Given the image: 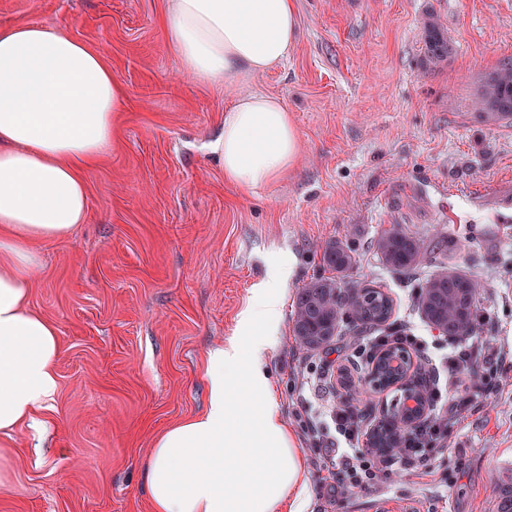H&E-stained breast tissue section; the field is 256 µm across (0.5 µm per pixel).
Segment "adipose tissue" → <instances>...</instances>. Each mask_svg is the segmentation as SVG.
Returning a JSON list of instances; mask_svg holds the SVG:
<instances>
[{"instance_id": "adipose-tissue-1", "label": "adipose tissue", "mask_w": 512, "mask_h": 512, "mask_svg": "<svg viewBox=\"0 0 512 512\" xmlns=\"http://www.w3.org/2000/svg\"><path fill=\"white\" fill-rule=\"evenodd\" d=\"M164 37L181 69L229 103L210 150L241 193L285 176L297 132L278 97L242 92L288 58L294 0H166ZM118 78L61 28H0V434L37 426L58 392L55 326L26 307L39 243L87 216L83 172L112 146ZM280 282L256 286L237 330L210 351L207 406L156 437L144 462L151 512H301L304 459L264 367L262 329L278 321Z\"/></svg>"}]
</instances>
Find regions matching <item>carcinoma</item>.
<instances>
[{"mask_svg": "<svg viewBox=\"0 0 512 512\" xmlns=\"http://www.w3.org/2000/svg\"><path fill=\"white\" fill-rule=\"evenodd\" d=\"M425 39L428 62L434 67L443 64L448 57L449 36L438 25L431 23L426 28ZM474 106L483 112L512 114V61L503 63L485 78ZM375 250L385 267L411 274L419 265L424 242L393 226L380 233ZM322 262L331 276H321L300 289L292 317L293 334L307 350L326 348L333 339L329 331L339 329L346 320L355 327H378L390 318L393 309L392 299L371 285L353 290L349 306L331 308L329 300L334 292L342 291L339 277L354 267L356 257L345 244L334 242L325 247ZM461 288L471 291L472 298H477L478 286L474 279L452 270H443L420 286L418 296L425 321L429 324L456 323L457 339L473 335L477 324V312H463L456 306L457 290ZM408 427L410 424L393 407L377 428L374 438L381 445L389 438L399 436L400 431Z\"/></svg>", "mask_w": 512, "mask_h": 512, "instance_id": "1", "label": "carcinoma"}]
</instances>
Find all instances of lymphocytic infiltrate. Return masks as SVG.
I'll return each instance as SVG.
<instances>
[{
	"instance_id": "lymphocytic-infiltrate-1",
	"label": "lymphocytic infiltrate",
	"mask_w": 512,
	"mask_h": 512,
	"mask_svg": "<svg viewBox=\"0 0 512 512\" xmlns=\"http://www.w3.org/2000/svg\"><path fill=\"white\" fill-rule=\"evenodd\" d=\"M438 344L449 349L442 361L448 368L450 386L448 390L433 392L428 422L408 432L402 447L393 455H382L368 448L369 429L353 406L340 404L333 409L331 417L344 442L343 448L336 451V459L350 478L349 483L338 487V495H347L364 484L390 483L410 471L430 474V449L447 438L453 425L474 403L476 394H488L496 389V373L479 368L475 346L458 341L451 343L444 338L439 339Z\"/></svg>"
}]
</instances>
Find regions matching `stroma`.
Returning a JSON list of instances; mask_svg holds the SVG:
<instances>
[{"label": "stroma", "mask_w": 512, "mask_h": 512, "mask_svg": "<svg viewBox=\"0 0 512 512\" xmlns=\"http://www.w3.org/2000/svg\"><path fill=\"white\" fill-rule=\"evenodd\" d=\"M298 35L285 63L245 84L278 96L298 133L280 180L239 195L207 145L224 130L223 90L184 74L167 45L165 0H0V26L64 27L99 51L124 89L111 151L85 170L88 217L40 244L28 307L61 343L59 391L39 427L0 438V512H151L144 459L154 436L201 412L207 352L233 334L252 288L285 291L265 368L308 472L302 512H378L381 497L420 512H496L512 478V124L476 110L487 74L512 59V0H295ZM439 21L452 51L424 64ZM421 238L415 278L377 259L391 226ZM347 243L344 282L392 298L384 327L422 336L417 284L448 266L479 285L482 336L505 350L498 388L433 449V471L337 497L329 411L352 404L376 426L395 390L360 396L337 367L365 374L343 324L331 350L292 332L300 288L324 247Z\"/></svg>", "instance_id": "1"}]
</instances>
